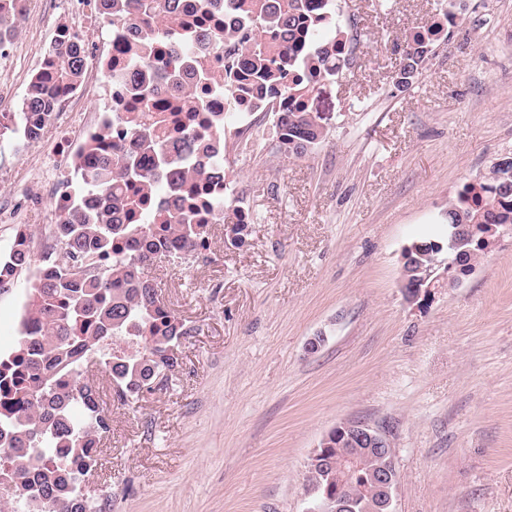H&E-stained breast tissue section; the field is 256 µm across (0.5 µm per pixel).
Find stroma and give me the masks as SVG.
Here are the masks:
<instances>
[{
    "label": "stroma",
    "instance_id": "obj_1",
    "mask_svg": "<svg viewBox=\"0 0 512 512\" xmlns=\"http://www.w3.org/2000/svg\"><path fill=\"white\" fill-rule=\"evenodd\" d=\"M452 3L456 25L402 92L405 37L441 0H335L356 49L311 96L328 135L305 157L279 154L273 113L241 143L227 117L224 170L257 220L242 245L214 224L205 258L149 268L189 334L165 390L124 404L94 378L111 431L90 486L110 512H306L310 455L344 421L386 432L394 512H512V229L457 286L418 302L401 288L404 246L445 233L449 200L512 156V0ZM56 23L19 25L0 113ZM58 131L0 148L38 256L56 213L27 198ZM17 224L0 223L1 255ZM26 286L0 294V354Z\"/></svg>",
    "mask_w": 512,
    "mask_h": 512
}]
</instances>
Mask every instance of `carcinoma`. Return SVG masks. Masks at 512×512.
<instances>
[{"instance_id": "1", "label": "carcinoma", "mask_w": 512, "mask_h": 512, "mask_svg": "<svg viewBox=\"0 0 512 512\" xmlns=\"http://www.w3.org/2000/svg\"><path fill=\"white\" fill-rule=\"evenodd\" d=\"M102 15L132 32L148 46L174 40L185 48L206 40L216 48L236 40V31L183 34L178 0H101ZM333 0H224V11L238 18V28H252L239 42L235 66L245 89L267 97L285 96L275 113L278 151L302 158L324 141L327 132L309 109L316 87L342 73L348 43L335 20ZM456 16H442L413 28L405 39L396 85L410 88L445 36ZM84 57L76 49L58 53L57 80L78 82ZM153 89L142 87L141 107L114 112L121 132L105 152L86 142L96 157L86 172L71 209L57 214V248L41 256L29 281L20 318V336L12 351L0 355V482L19 488L21 502L8 499L11 512H88L84 483L102 466L103 434L110 431L98 389L85 383L89 360L104 367L123 401L161 390L159 376L179 365L177 346L187 335L185 323L163 301L157 286L144 275L157 260L176 258L206 244L209 225L196 221L192 206L154 211L148 197L163 184L201 183L224 166L218 152L195 156L186 137L175 154L167 151L163 120L154 111ZM55 103L37 90L26 94L13 113L10 133L36 141L53 118ZM224 216L230 243L249 234L233 200H215ZM450 224H512V159L495 163L481 179L469 182L448 202ZM485 245L474 240L448 249V260L474 270ZM442 247L429 240L410 244L404 257L415 268L440 261ZM34 264L32 233L22 224L13 244L0 257V290L14 285ZM316 466L307 482L336 486L330 458ZM386 458L367 454L345 482L344 495L365 512L371 472Z\"/></svg>"}]
</instances>
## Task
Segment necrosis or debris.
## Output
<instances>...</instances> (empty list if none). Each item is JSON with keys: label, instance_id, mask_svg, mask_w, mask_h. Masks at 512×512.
Returning a JSON list of instances; mask_svg holds the SVG:
<instances>
[{"label": "necrosis or debris", "instance_id": "obj_1", "mask_svg": "<svg viewBox=\"0 0 512 512\" xmlns=\"http://www.w3.org/2000/svg\"><path fill=\"white\" fill-rule=\"evenodd\" d=\"M199 0H180V10L187 30L201 27L221 30L234 24L233 16L224 11L221 0H212L208 9L198 7ZM60 16L50 44L42 46L36 67L30 72L28 85L38 87L54 97L60 112H77L85 98L96 100L93 113L78 135L62 130L52 146L56 167L46 182L47 191L57 211H64L75 192V182L94 162L92 155L83 153L85 140L112 131V110L121 106L135 108L138 101L130 84L120 74L128 65L132 37L121 25L98 24L99 0H0V15L25 22L36 9ZM74 46L86 57L84 75L78 85L66 87L53 77V64L61 49ZM148 58L158 63L164 80L157 87L154 98L159 114L166 118L165 132L168 147L179 146L186 134H193L197 148L207 150L224 145V116L234 114L243 130H250L259 107L243 99L237 87L233 67L232 47L215 49L200 46L194 57L181 56L169 42H160L146 50ZM209 75L213 87L205 93L201 106L189 109L182 94L195 89L201 75ZM230 181L225 172H217L201 185L165 184L155 193L153 205L164 210L175 200L199 194L208 199L199 211L203 224L218 223L219 217L210 203L225 198Z\"/></svg>", "mask_w": 512, "mask_h": 512}]
</instances>
